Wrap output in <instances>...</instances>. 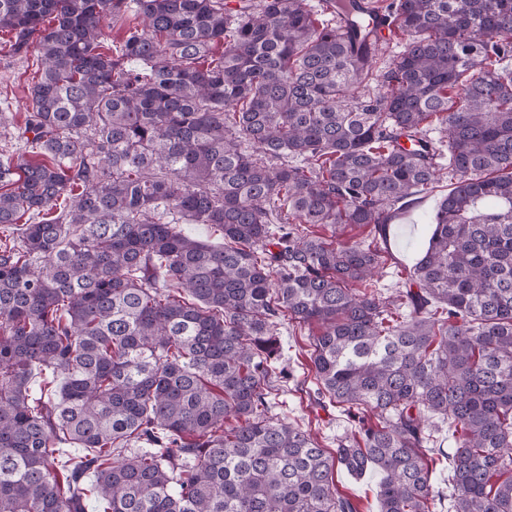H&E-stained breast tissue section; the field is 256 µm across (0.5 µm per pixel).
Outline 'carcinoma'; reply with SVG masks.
Listing matches in <instances>:
<instances>
[{
	"label": "carcinoma",
	"instance_id": "cac0c4a2",
	"mask_svg": "<svg viewBox=\"0 0 512 512\" xmlns=\"http://www.w3.org/2000/svg\"><path fill=\"white\" fill-rule=\"evenodd\" d=\"M385 11L378 69L366 18L308 0H0L44 157H0V228L29 215L0 238V512H359L342 469L378 512H512V0ZM444 174L384 298L378 238ZM283 325L316 400L376 424L328 449L273 418ZM378 481L372 473L356 478L341 470L336 476V487L360 501L362 512H377Z\"/></svg>",
	"mask_w": 512,
	"mask_h": 512
}]
</instances>
